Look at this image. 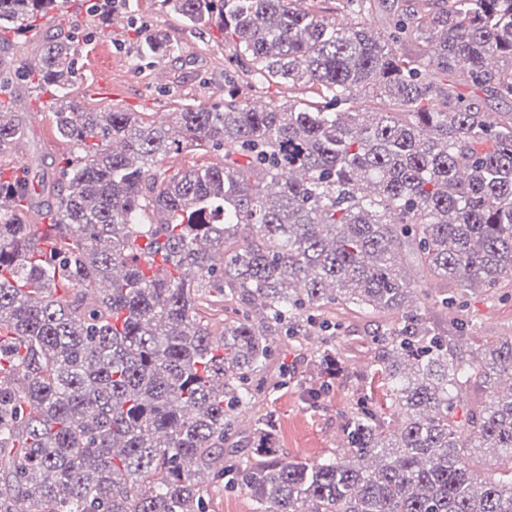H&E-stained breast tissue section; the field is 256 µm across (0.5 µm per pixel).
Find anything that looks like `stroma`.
Returning a JSON list of instances; mask_svg holds the SVG:
<instances>
[{"mask_svg": "<svg viewBox=\"0 0 512 512\" xmlns=\"http://www.w3.org/2000/svg\"><path fill=\"white\" fill-rule=\"evenodd\" d=\"M86 6V0H61L59 4L66 30L89 36L74 78L75 94L85 107L140 112L152 120L186 103L223 105L224 85L237 80L239 71L229 62L232 45L219 31H184L160 0H127L125 9L114 11L111 25L105 28L89 20ZM141 31L163 32L174 40L176 48L167 63L136 58L133 43ZM44 104V98L35 97L26 81H15L12 107L21 119L24 135L0 149V174L9 175L23 160L51 172L72 152L71 144L55 137L49 114L32 118V109ZM461 315L475 325L473 338L464 343L467 353H480L482 337L512 336V299L475 289ZM357 401L349 388L336 385L313 404L303 386L292 382L275 389L262 411L274 422L284 452L294 459L318 463L340 454V415L354 409Z\"/></svg>", "mask_w": 512, "mask_h": 512, "instance_id": "1", "label": "stroma"}]
</instances>
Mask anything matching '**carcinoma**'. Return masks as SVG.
Segmentation results:
<instances>
[{"label": "carcinoma", "mask_w": 512, "mask_h": 512, "mask_svg": "<svg viewBox=\"0 0 512 512\" xmlns=\"http://www.w3.org/2000/svg\"><path fill=\"white\" fill-rule=\"evenodd\" d=\"M162 2L222 29L231 62L288 105L255 111L231 85L224 107L161 124L88 110L74 32L17 65L77 154L0 180V198H53L44 229L0 209V512H208L209 485L256 512H512V336L471 357V327L446 317L475 287L512 288V117L438 83L466 69L512 97V0H405L382 32L380 0ZM58 7L0 0V35ZM138 42L173 54L164 33ZM21 134L0 100V146ZM188 147L224 162L160 165ZM358 315L380 318L365 381L393 416L361 403L347 453L317 464L282 454L267 418L237 430L280 336L320 339L311 399L352 382L336 340ZM239 436L248 451L224 447Z\"/></svg>", "instance_id": "obj_1"}]
</instances>
